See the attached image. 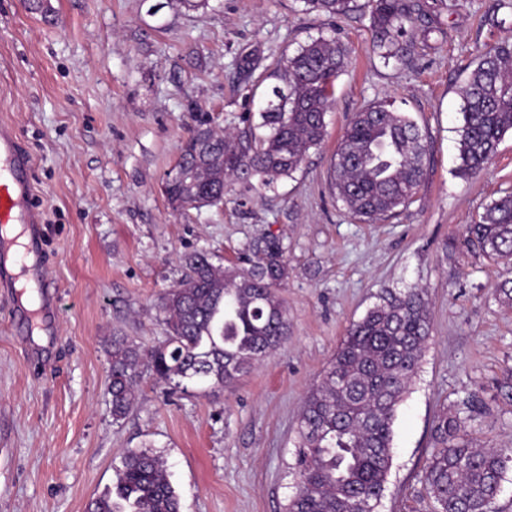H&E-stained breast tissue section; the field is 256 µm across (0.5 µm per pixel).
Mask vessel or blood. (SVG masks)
<instances>
[{
	"label": "vessel or blood",
	"instance_id": "b4317fda",
	"mask_svg": "<svg viewBox=\"0 0 512 512\" xmlns=\"http://www.w3.org/2000/svg\"><path fill=\"white\" fill-rule=\"evenodd\" d=\"M31 169L32 159L15 130L0 124V224L27 227V241L13 270L0 269V288L14 287L17 281L29 277L46 276V266L40 259L43 234L41 215L33 202Z\"/></svg>",
	"mask_w": 512,
	"mask_h": 512
}]
</instances>
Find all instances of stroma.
<instances>
[{"instance_id":"1","label":"stroma","mask_w":512,"mask_h":512,"mask_svg":"<svg viewBox=\"0 0 512 512\" xmlns=\"http://www.w3.org/2000/svg\"><path fill=\"white\" fill-rule=\"evenodd\" d=\"M405 64L373 48L370 16L306 11L302 0H0V122L33 159L57 310L16 326L11 307L41 291L0 292V512H87L114 486L124 450L160 452L181 512H282L292 493L296 424L307 391L380 296L428 292L432 330L398 409L381 512H432L423 475L435 420L459 412L476 443L512 446V306L494 295L508 266L470 248L466 227L512 192V134L488 168L461 176L459 93L485 48L512 38L497 0H411ZM349 49L326 114L327 136L301 169L263 194L175 212L164 194L190 129L256 127L284 54L318 36ZM379 100L427 136L413 201L358 221L330 188L336 143ZM277 238L290 334L223 390L188 396L144 376L133 412L113 422L112 339L163 340L162 294L182 255L247 267ZM476 399L475 410L463 406Z\"/></svg>"}]
</instances>
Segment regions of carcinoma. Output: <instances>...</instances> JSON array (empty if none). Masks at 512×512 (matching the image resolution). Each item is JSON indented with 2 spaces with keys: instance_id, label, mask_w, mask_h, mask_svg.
<instances>
[{
  "instance_id": "cac0c4a2",
  "label": "carcinoma",
  "mask_w": 512,
  "mask_h": 512,
  "mask_svg": "<svg viewBox=\"0 0 512 512\" xmlns=\"http://www.w3.org/2000/svg\"><path fill=\"white\" fill-rule=\"evenodd\" d=\"M329 17L355 0H302ZM374 47L385 63L408 54L401 38L414 23L408 0H369ZM347 48L318 37L279 67L283 86L259 112L261 136L219 135L205 123L184 144L179 177L165 184L174 211L200 209L224 198L233 184L255 192L290 178L326 136L325 114ZM459 172L484 171L512 133V41L483 53L461 90ZM426 136L404 112L372 102L354 113L331 164V184L350 214L364 222L393 215L411 202L424 178ZM487 257L512 263V193L492 200L467 227ZM183 275L161 298L165 339L143 347L112 337L108 394L112 419L134 409L143 369L184 392L231 386L267 360L288 338V309L278 293L288 277L284 249L264 241L249 268L214 265L194 251L181 258ZM431 320L424 293H390L350 324L347 336L308 391L298 418L292 466L294 491L283 512H379L393 464L397 411L418 372ZM424 470L434 512H495L493 504L512 463V448H480L458 413L443 410ZM117 498H112V495ZM98 497L89 512H180V499L162 456L151 448L126 451L116 493Z\"/></svg>"
}]
</instances>
